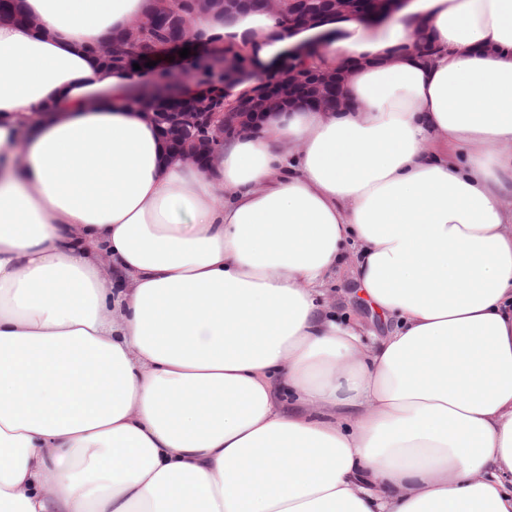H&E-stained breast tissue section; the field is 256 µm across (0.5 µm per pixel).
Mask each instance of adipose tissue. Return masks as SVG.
Returning <instances> with one entry per match:
<instances>
[{"instance_id":"ef3b65f1","label":"adipose tissue","mask_w":512,"mask_h":512,"mask_svg":"<svg viewBox=\"0 0 512 512\" xmlns=\"http://www.w3.org/2000/svg\"><path fill=\"white\" fill-rule=\"evenodd\" d=\"M147 6L0 20V512H512V0L336 19L345 108L203 167L95 54ZM348 244L371 344L323 301Z\"/></svg>"}]
</instances>
